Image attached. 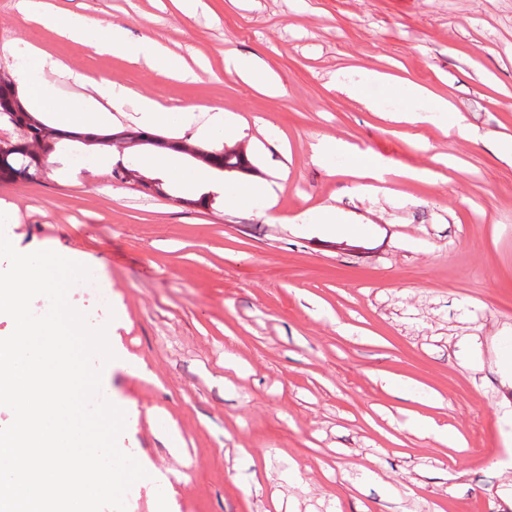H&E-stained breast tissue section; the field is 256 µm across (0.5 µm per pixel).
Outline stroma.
I'll use <instances>...</instances> for the list:
<instances>
[{"instance_id":"obj_1","label":"stroma","mask_w":512,"mask_h":512,"mask_svg":"<svg viewBox=\"0 0 512 512\" xmlns=\"http://www.w3.org/2000/svg\"><path fill=\"white\" fill-rule=\"evenodd\" d=\"M50 2L153 39L198 79L99 54L0 0V72L19 92L30 45L55 61L44 76L66 102L82 93L73 72L126 91L108 132L133 126L149 98L241 118L236 143L261 179L290 150L269 210L225 209L220 193L189 205L188 182L164 196L127 187L66 141L60 173L0 180L16 250H52L104 279L109 306L84 293L70 306L153 375L93 361L126 414L118 446L147 473L127 512H512V377L498 367L512 350V166L495 143L512 136V0H201L193 14L181 0ZM230 54L259 57L283 94L227 73ZM366 71L448 99L477 138L448 137L439 115L391 121L408 103L381 84L369 93L382 110L367 109L340 89ZM327 140L390 165L391 199L319 160ZM327 204L354 232L310 231ZM419 417L457 443L414 428ZM167 424L181 454L159 437Z\"/></svg>"}]
</instances>
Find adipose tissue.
<instances>
[{"label": "adipose tissue", "instance_id": "ef3b65f1", "mask_svg": "<svg viewBox=\"0 0 512 512\" xmlns=\"http://www.w3.org/2000/svg\"><path fill=\"white\" fill-rule=\"evenodd\" d=\"M18 8L25 14L34 16L47 27L62 28L73 40L82 41L95 39L100 52L112 53L119 51L128 55L143 58L150 69L165 76H175L191 82L196 80V73L188 68L182 58L165 51L160 44L150 38L134 41L129 39L126 29L119 25L101 27L84 23H65L60 16L48 11L43 0H19ZM225 69L257 90L272 95H281L283 86L280 81L267 73L258 58L232 55L225 59ZM389 92L397 98H408L415 102H424L426 111L444 112L448 115V132L450 135L470 138L472 130L464 115L451 111L447 100L433 94L425 87L412 82L400 81L389 86ZM101 98L106 99L109 109L105 112H93L83 106L63 105L58 97L54 83L38 80L31 84L29 95L32 108L53 115L59 129L64 133L74 134L90 139V151L117 162L119 153L108 145L95 144L94 138L102 133L104 124L111 120L113 112L122 111L124 105L123 92L115 90L111 81H103L98 89ZM139 122L142 126L153 129L162 125L169 127L193 128L194 137L200 147L212 150L220 148L225 140L242 135L243 126L237 116L224 110L210 114L204 125H197L192 110L180 112H163L151 99H142L138 106ZM318 155H343L347 158V175L358 178H369L378 182L384 181L388 169L373 155L354 150L347 143L335 141L320 144Z\"/></svg>", "mask_w": 512, "mask_h": 512}]
</instances>
